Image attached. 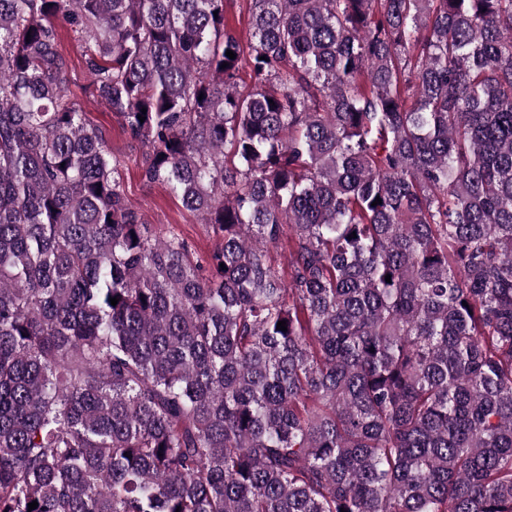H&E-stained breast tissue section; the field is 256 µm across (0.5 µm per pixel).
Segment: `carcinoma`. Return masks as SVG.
I'll return each mask as SVG.
<instances>
[{"label":"carcinoma","mask_w":512,"mask_h":512,"mask_svg":"<svg viewBox=\"0 0 512 512\" xmlns=\"http://www.w3.org/2000/svg\"><path fill=\"white\" fill-rule=\"evenodd\" d=\"M249 2L0 0V512H512V0ZM249 2L247 0H224V16L228 26L246 42L250 37ZM64 54L69 60L66 72V87L70 97L86 112L89 121L106 136L110 152L117 157H129L123 173L126 200L148 224L150 231L166 237L175 233L183 237L202 259H207L217 248L219 239L200 217L183 208L181 201L163 187L148 183L135 162L141 157L142 148L123 132L118 117L97 97L87 71L80 58L81 51L73 39L71 30L63 24L58 26Z\"/></svg>","instance_id":"1"}]
</instances>
